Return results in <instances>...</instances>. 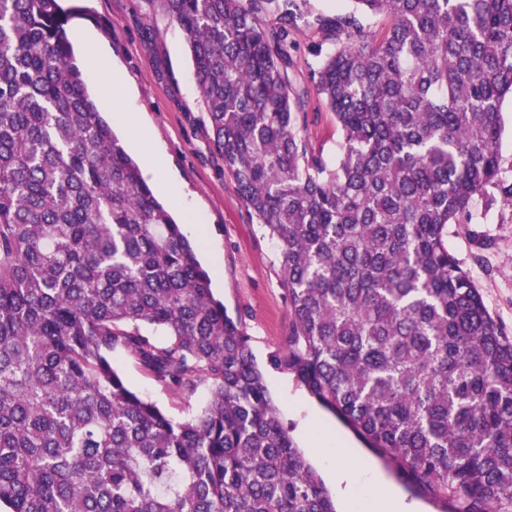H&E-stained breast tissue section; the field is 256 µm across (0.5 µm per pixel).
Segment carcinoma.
Returning <instances> with one entry per match:
<instances>
[{
  "label": "carcinoma",
  "mask_w": 512,
  "mask_h": 512,
  "mask_svg": "<svg viewBox=\"0 0 512 512\" xmlns=\"http://www.w3.org/2000/svg\"><path fill=\"white\" fill-rule=\"evenodd\" d=\"M154 2L187 36L213 149L281 245L291 327L271 365L406 487L512 512V338L448 250L476 199L512 206V0H352L311 75L342 132L333 163L297 129L298 0H266L274 27L260 0ZM370 15L389 21L379 40ZM67 24L59 0H0V509L336 512ZM117 351L184 399L209 384L207 406L170 419ZM501 112L503 115L504 130L501 139V167L504 176L512 180V101L506 98L502 104Z\"/></svg>",
  "instance_id": "obj_1"
}]
</instances>
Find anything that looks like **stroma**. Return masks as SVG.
I'll use <instances>...</instances> for the list:
<instances>
[{
	"mask_svg": "<svg viewBox=\"0 0 512 512\" xmlns=\"http://www.w3.org/2000/svg\"><path fill=\"white\" fill-rule=\"evenodd\" d=\"M65 5L75 11L69 31L77 37L90 32L106 63L124 76L130 99L120 109L135 113L166 153L179 192L163 195L162 200L178 224L194 225L189 239L202 266L220 267L212 291L240 322L282 422L331 493L337 512H345L346 501L333 467L344 452L353 453L395 488L411 512H443L441 504L400 484L390 467L317 404L291 374L270 367L271 354L285 349L290 327L288 299L280 283L279 244L250 214L236 182L213 150L183 30L150 0H65ZM352 7L351 0H305V20L294 36L293 65L288 70L293 85L308 92L298 130L329 161L335 159L343 137L332 112L312 90L311 71L316 66L312 51L336 49L334 37L320 22ZM473 211L472 223L449 225L448 249L470 272L490 313L512 337V206L479 199ZM112 362L134 390L173 419H186L209 401L208 385H200L184 400L130 356L117 352ZM324 431L335 442L327 456L316 454L310 444Z\"/></svg>",
	"mask_w": 512,
	"mask_h": 512,
	"instance_id": "obj_1",
	"label": "stroma"
}]
</instances>
